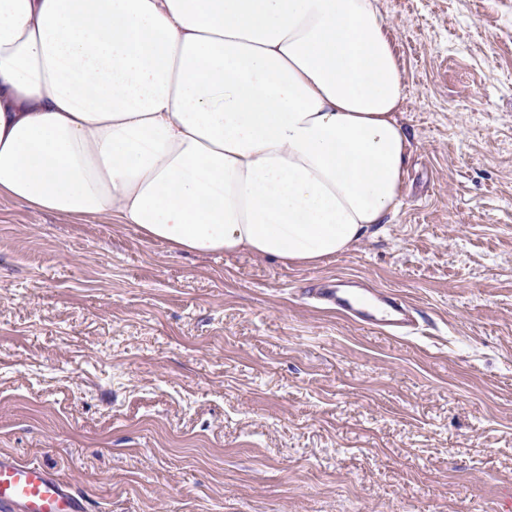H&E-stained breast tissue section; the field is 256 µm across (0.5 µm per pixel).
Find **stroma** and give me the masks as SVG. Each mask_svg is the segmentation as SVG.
Listing matches in <instances>:
<instances>
[{"label":"stroma","mask_w":512,"mask_h":512,"mask_svg":"<svg viewBox=\"0 0 512 512\" xmlns=\"http://www.w3.org/2000/svg\"><path fill=\"white\" fill-rule=\"evenodd\" d=\"M402 204L347 252L196 256L0 197V453L90 512H512V0H379ZM365 278L396 336L306 288Z\"/></svg>","instance_id":"35a3bbf8"}]
</instances>
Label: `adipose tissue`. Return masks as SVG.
Wrapping results in <instances>:
<instances>
[{
    "instance_id": "obj_1",
    "label": "adipose tissue",
    "mask_w": 512,
    "mask_h": 512,
    "mask_svg": "<svg viewBox=\"0 0 512 512\" xmlns=\"http://www.w3.org/2000/svg\"><path fill=\"white\" fill-rule=\"evenodd\" d=\"M378 0H0V196L315 266L401 206Z\"/></svg>"
}]
</instances>
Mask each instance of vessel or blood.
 <instances>
[{
  "label": "vessel or blood",
  "instance_id": "obj_1",
  "mask_svg": "<svg viewBox=\"0 0 512 512\" xmlns=\"http://www.w3.org/2000/svg\"><path fill=\"white\" fill-rule=\"evenodd\" d=\"M319 303L353 321L407 334L416 327L415 310L397 293L340 279L310 291ZM0 512H86L72 485L40 465L0 454Z\"/></svg>",
  "mask_w": 512,
  "mask_h": 512
}]
</instances>
